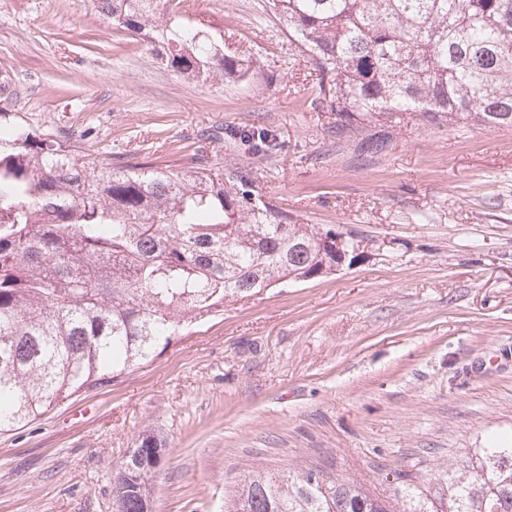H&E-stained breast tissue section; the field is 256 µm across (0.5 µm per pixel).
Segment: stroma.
Listing matches in <instances>:
<instances>
[{"label":"stroma","instance_id":"1","mask_svg":"<svg viewBox=\"0 0 512 512\" xmlns=\"http://www.w3.org/2000/svg\"><path fill=\"white\" fill-rule=\"evenodd\" d=\"M182 8L262 73L198 84L93 0H0V112L125 161L205 146L288 214L385 247L225 301L148 363L0 434V512H113L112 471L146 431L164 450L154 512H224L257 467L330 464L378 485L511 442L512 128L411 122L361 153L266 0ZM251 126L272 150L238 146L232 131Z\"/></svg>","mask_w":512,"mask_h":512}]
</instances>
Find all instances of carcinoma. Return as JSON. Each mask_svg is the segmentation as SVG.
<instances>
[{
  "mask_svg": "<svg viewBox=\"0 0 512 512\" xmlns=\"http://www.w3.org/2000/svg\"><path fill=\"white\" fill-rule=\"evenodd\" d=\"M100 17L146 42L156 59L211 86L260 69L224 30L181 0H94ZM270 12L318 79L336 129L360 133L413 121L512 128V0H269ZM253 153L265 129L233 133ZM387 134L360 140L384 152ZM123 164L91 158L82 138L0 113V432L153 358L158 347L219 313L334 258L320 228L265 201L243 170ZM154 436L142 468L122 458L115 512L152 505ZM314 468L257 469L224 512H512V446L470 448L421 478L380 489Z\"/></svg>",
  "mask_w": 512,
  "mask_h": 512,
  "instance_id": "1",
  "label": "carcinoma"
}]
</instances>
